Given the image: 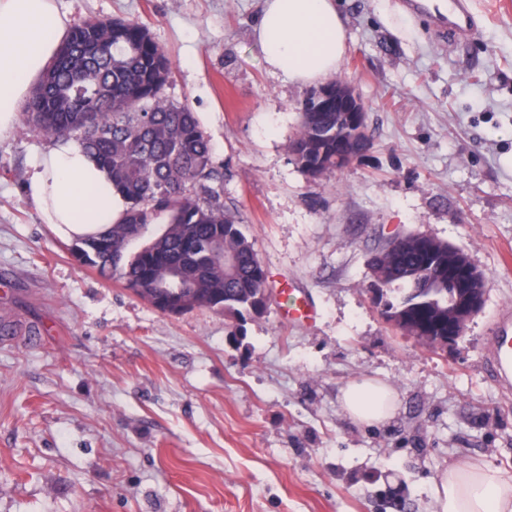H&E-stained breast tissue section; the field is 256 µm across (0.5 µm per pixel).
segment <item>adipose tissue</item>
Listing matches in <instances>:
<instances>
[{
    "label": "adipose tissue",
    "mask_w": 512,
    "mask_h": 512,
    "mask_svg": "<svg viewBox=\"0 0 512 512\" xmlns=\"http://www.w3.org/2000/svg\"><path fill=\"white\" fill-rule=\"evenodd\" d=\"M69 20L54 0H0V141L9 138L32 90L47 71ZM268 67L288 82L309 84L337 73L347 29L335 0H264L255 28ZM28 196L61 238L73 240L120 220L126 204L94 158L69 140L50 144L32 163ZM397 394L366 379L341 390L355 421L391 418ZM437 512H512V477L489 465H452L433 488Z\"/></svg>",
    "instance_id": "adipose-tissue-1"
}]
</instances>
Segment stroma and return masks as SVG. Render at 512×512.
Here are the masks:
<instances>
[{
  "instance_id": "1",
  "label": "stroma",
  "mask_w": 512,
  "mask_h": 512,
  "mask_svg": "<svg viewBox=\"0 0 512 512\" xmlns=\"http://www.w3.org/2000/svg\"><path fill=\"white\" fill-rule=\"evenodd\" d=\"M477 35L439 41L395 0H339L340 79L373 146L317 181L289 141L306 86L265 65L261 0H55L71 24H145L224 169V201L268 271L267 312L232 335L201 307L161 313L80 267L25 190L48 145L0 142V512H435L448 465L512 477V389L484 358L512 310V8L470 0ZM464 251L485 304L453 345L396 330L370 255L399 233ZM316 316L284 317L291 297ZM377 379L389 421L351 420L340 390Z\"/></svg>"
}]
</instances>
